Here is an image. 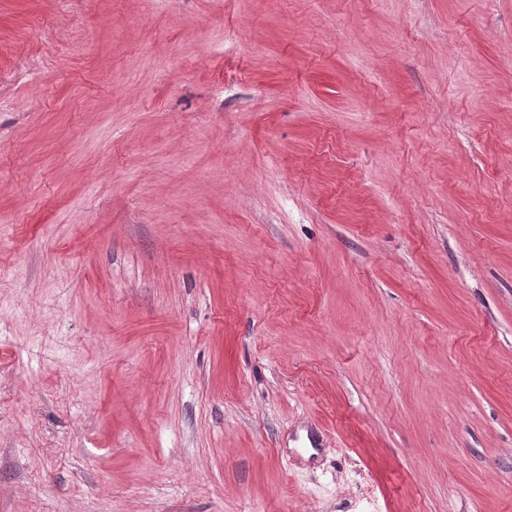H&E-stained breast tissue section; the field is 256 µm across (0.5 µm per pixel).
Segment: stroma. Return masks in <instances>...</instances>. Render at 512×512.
<instances>
[{"label":"stroma","mask_w":512,"mask_h":512,"mask_svg":"<svg viewBox=\"0 0 512 512\" xmlns=\"http://www.w3.org/2000/svg\"><path fill=\"white\" fill-rule=\"evenodd\" d=\"M0 512H512V0H0Z\"/></svg>","instance_id":"obj_1"}]
</instances>
